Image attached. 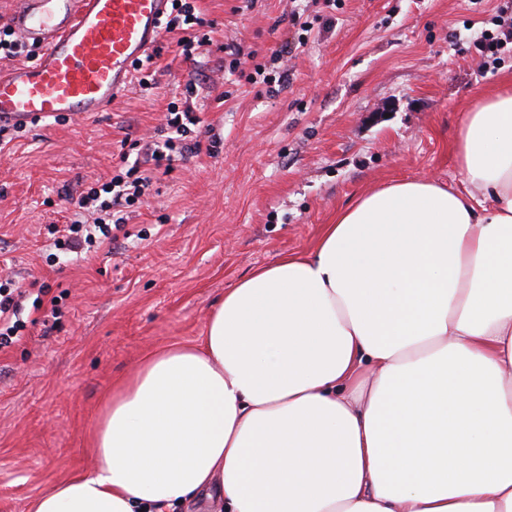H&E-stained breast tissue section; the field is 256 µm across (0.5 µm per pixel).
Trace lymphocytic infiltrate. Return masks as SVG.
I'll return each mask as SVG.
<instances>
[{
  "mask_svg": "<svg viewBox=\"0 0 512 512\" xmlns=\"http://www.w3.org/2000/svg\"><path fill=\"white\" fill-rule=\"evenodd\" d=\"M197 0H171V11L162 23L164 33H178L177 46L181 55L189 57L209 41ZM200 118L188 109L169 107L160 127L161 138L147 149L144 158L112 175L110 180L89 187L74 203L70 224L49 226L56 250L82 253L111 243L117 232L123 231V209L147 200L156 170H172L175 163L185 160L198 150L190 139L191 129ZM32 294L23 282L10 276L0 277V349L19 340L27 327L22 309Z\"/></svg>",
  "mask_w": 512,
  "mask_h": 512,
  "instance_id": "obj_1",
  "label": "lymphocytic infiltrate"
}]
</instances>
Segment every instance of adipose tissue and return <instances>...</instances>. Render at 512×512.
<instances>
[{
	"mask_svg": "<svg viewBox=\"0 0 512 512\" xmlns=\"http://www.w3.org/2000/svg\"><path fill=\"white\" fill-rule=\"evenodd\" d=\"M462 179L364 192L107 400L95 469L29 512H512V87Z\"/></svg>",
	"mask_w": 512,
	"mask_h": 512,
	"instance_id": "ef3b65f1",
	"label": "adipose tissue"
}]
</instances>
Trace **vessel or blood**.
I'll return each mask as SVG.
<instances>
[{
  "label": "vessel or blood",
  "mask_w": 512,
  "mask_h": 512,
  "mask_svg": "<svg viewBox=\"0 0 512 512\" xmlns=\"http://www.w3.org/2000/svg\"><path fill=\"white\" fill-rule=\"evenodd\" d=\"M169 0H19L10 26L38 41L35 61L0 75V126L105 111L158 47Z\"/></svg>",
  "instance_id": "vessel-or-blood-1"
}]
</instances>
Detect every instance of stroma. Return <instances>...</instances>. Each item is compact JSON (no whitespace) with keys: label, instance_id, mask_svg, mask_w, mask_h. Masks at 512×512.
<instances>
[{"label":"stroma","instance_id":"1","mask_svg":"<svg viewBox=\"0 0 512 512\" xmlns=\"http://www.w3.org/2000/svg\"><path fill=\"white\" fill-rule=\"evenodd\" d=\"M512 0H198L213 28L192 58L162 37L154 89L84 120L28 127L0 151V272L45 288L24 336L0 350V512L94 466L97 412L146 355L197 341L226 288L280 255L307 253L323 225L372 186L456 184L460 118L512 82V49L486 62L481 30ZM306 35L303 52L272 50ZM256 52L279 91L235 87ZM201 119L200 149L129 209V239L69 262L46 227L146 143L171 102Z\"/></svg>","mask_w":512,"mask_h":512}]
</instances>
